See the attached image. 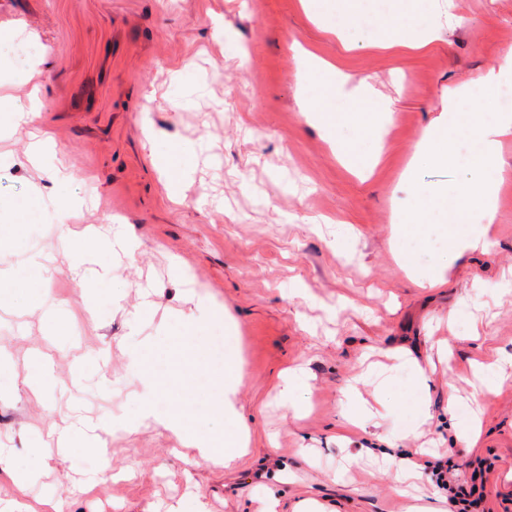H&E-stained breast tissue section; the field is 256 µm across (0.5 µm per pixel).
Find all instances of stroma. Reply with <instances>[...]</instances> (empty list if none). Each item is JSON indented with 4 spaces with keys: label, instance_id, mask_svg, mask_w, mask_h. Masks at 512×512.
I'll use <instances>...</instances> for the list:
<instances>
[{
    "label": "stroma",
    "instance_id": "35a3bbf8",
    "mask_svg": "<svg viewBox=\"0 0 512 512\" xmlns=\"http://www.w3.org/2000/svg\"><path fill=\"white\" fill-rule=\"evenodd\" d=\"M433 23L440 37L422 49L374 47L369 26L349 51L299 0H0V97L35 114L0 142V225L13 223L12 202L37 206L22 245L0 249V269L41 260L46 307L75 315L52 329L41 311L0 305V358L15 364L0 384V512H49L50 499L63 512H264L271 496L276 512L305 500L326 512H452L431 475L445 455L483 486L480 512H512V366L492 390L478 371L512 356V136L487 250L450 256L445 284L423 288L390 243L395 188L449 88L488 75L496 94L512 82L495 72L512 49V0H439ZM303 49L390 103L369 179L302 116ZM32 131L50 139L36 161ZM154 139L188 152L179 195L151 161ZM61 195L86 202L79 236L135 242L108 258L117 294L101 290L98 264L72 272ZM111 210L118 219L103 224ZM340 234L350 253L337 251ZM201 301L223 308L244 369L233 402L248 452L228 467L154 422L130 424L145 391L139 351L188 328ZM33 357L54 380L41 399ZM372 362L393 405L354 429L347 392L372 399L373 385L357 382ZM297 366L308 377L291 410L277 394ZM420 367L428 417L397 441ZM452 394L479 414L476 443L448 411ZM78 415L113 426L104 448L66 453L60 436ZM35 449L38 475L18 489L15 468ZM411 456L418 477L396 495Z\"/></svg>",
    "mask_w": 512,
    "mask_h": 512
}]
</instances>
